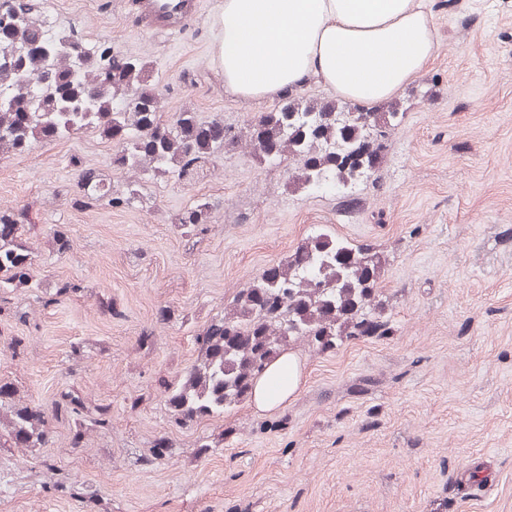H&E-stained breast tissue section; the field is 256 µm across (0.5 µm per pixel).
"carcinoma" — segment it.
<instances>
[{
	"label": "carcinoma",
	"mask_w": 512,
	"mask_h": 512,
	"mask_svg": "<svg viewBox=\"0 0 512 512\" xmlns=\"http://www.w3.org/2000/svg\"><path fill=\"white\" fill-rule=\"evenodd\" d=\"M111 53L106 41L51 31L33 15L28 0H0V151L22 154L35 141L93 130L115 143L118 169L150 179L192 180L205 163L246 137L258 164L295 162L289 180L316 189L375 175L397 126L393 104L368 112L292 95L245 132L219 115L202 122L190 110L164 123L146 66L133 59L112 75L105 71ZM26 81L34 83L33 93L15 95ZM79 180L83 195L76 203L82 207L130 205L139 192L132 185L118 195L90 169L81 170ZM212 209L213 204L198 202L178 223L194 232ZM24 220L20 211H0V303L5 289L30 280V257L21 242ZM385 264L383 254L367 244L353 246L319 233L288 260L267 268L196 337L200 358L167 390L175 422L223 415L251 396L268 365L294 345L326 352L348 339L391 335L381 288ZM81 408L72 391L48 412L10 401L9 390L0 387V448H44L50 442L49 419L77 415Z\"/></svg>",
	"instance_id": "cac0c4a2"
}]
</instances>
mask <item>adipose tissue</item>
<instances>
[{"instance_id":"ef3b65f1","label":"adipose tissue","mask_w":512,"mask_h":512,"mask_svg":"<svg viewBox=\"0 0 512 512\" xmlns=\"http://www.w3.org/2000/svg\"><path fill=\"white\" fill-rule=\"evenodd\" d=\"M213 26L224 87L245 99L315 80L371 107L399 94L440 51L424 0H224ZM300 383L297 355L284 352L251 400L277 410Z\"/></svg>"}]
</instances>
